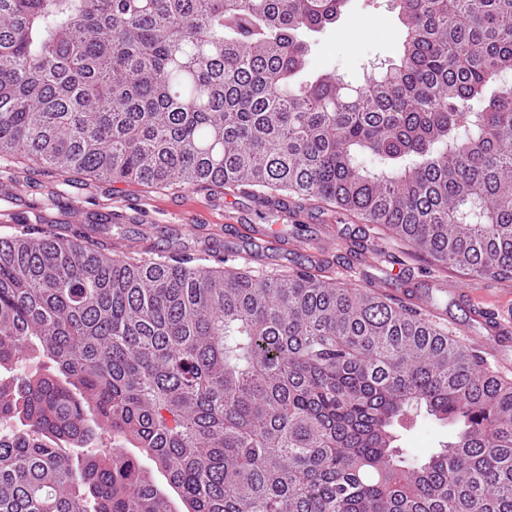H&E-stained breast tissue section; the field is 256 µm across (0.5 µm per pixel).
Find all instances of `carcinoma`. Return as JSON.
<instances>
[{
	"mask_svg": "<svg viewBox=\"0 0 512 512\" xmlns=\"http://www.w3.org/2000/svg\"><path fill=\"white\" fill-rule=\"evenodd\" d=\"M345 3L0 0V156L315 199L512 279V0H396L398 62L298 81ZM232 258L0 237V512H512V382L391 295ZM422 414L453 428L423 458Z\"/></svg>",
	"mask_w": 512,
	"mask_h": 512,
	"instance_id": "carcinoma-1",
	"label": "carcinoma"
}]
</instances>
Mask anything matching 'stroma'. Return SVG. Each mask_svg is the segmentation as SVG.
<instances>
[{"label": "stroma", "instance_id": "1", "mask_svg": "<svg viewBox=\"0 0 512 512\" xmlns=\"http://www.w3.org/2000/svg\"><path fill=\"white\" fill-rule=\"evenodd\" d=\"M401 23L392 0H349L340 19L309 39L306 78L333 73L357 85L396 58ZM0 237L12 234L17 223L39 218H65L71 199L86 212L111 213L116 221L100 231L109 245L136 252L181 250L214 259L233 249L236 263L268 273L299 266H324L352 288H368L412 302L416 288L441 283L433 294L432 311L440 327L482 350L485 331L473 316V304L512 311V281L474 283L464 272L440 268L411 255L407 245L391 240L373 225L328 209L322 202L289 198L287 205L269 206L246 194L235 196L176 187L154 190L135 183L111 185L44 174L21 164L0 161ZM243 224H273L282 239L269 240L255 252L239 230ZM342 229L341 238L328 236L325 225ZM359 244L358 253L337 251L336 241ZM469 292L458 299L456 290ZM451 428L421 418L401 436V447L414 456L427 455Z\"/></svg>", "mask_w": 512, "mask_h": 512}]
</instances>
